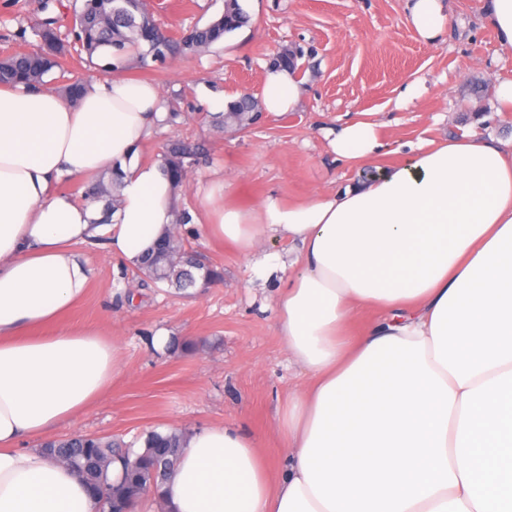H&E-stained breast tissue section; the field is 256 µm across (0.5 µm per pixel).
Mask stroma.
Returning a JSON list of instances; mask_svg holds the SVG:
<instances>
[{
    "mask_svg": "<svg viewBox=\"0 0 512 512\" xmlns=\"http://www.w3.org/2000/svg\"><path fill=\"white\" fill-rule=\"evenodd\" d=\"M81 0H0V51L33 49L37 24L55 21L68 34ZM162 30L178 35L224 10V0H145ZM251 24L209 50L180 56L130 77L155 84L168 117L143 157L158 160L166 144L185 140L208 159L176 191L179 209L198 203V191L221 179L243 207L269 195L297 203L318 193L368 181L404 162L409 147L465 133L485 140L512 137V112L498 109V81L512 79V57H498L486 19V0H443L448 26L433 44L407 20V0H242ZM300 51L297 111L265 115L246 132L223 133L202 122L210 98L260 94L262 76L280 50ZM422 93L398 107L410 84ZM364 119L375 122L383 153L375 164L352 167L337 158L326 130ZM221 279L187 296L142 281L113 256L104 240L80 250L94 269L84 300L65 324L94 328L121 349L123 374L91 409L55 428L52 438L94 434L135 441L148 430L189 431L228 425L257 438L274 465L288 450L276 427L289 394L305 381L277 332V299L288 275L259 277L253 257L231 243L183 231ZM170 341L157 348L155 335Z\"/></svg>",
    "mask_w": 512,
    "mask_h": 512,
    "instance_id": "35a3bbf8",
    "label": "stroma"
}]
</instances>
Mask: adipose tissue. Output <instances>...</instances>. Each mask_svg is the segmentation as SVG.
I'll use <instances>...</instances> for the list:
<instances>
[{
  "mask_svg": "<svg viewBox=\"0 0 512 512\" xmlns=\"http://www.w3.org/2000/svg\"><path fill=\"white\" fill-rule=\"evenodd\" d=\"M435 42L441 0H409ZM295 71L267 69L265 112H292ZM167 116L152 84L98 81L78 103L0 86V512H99L83 478L41 448L121 372L119 350L61 325L94 271L78 245L104 237L136 265L176 219L173 185L142 151ZM330 145L353 166L381 154L377 126L343 124ZM119 179L111 216L59 191L63 178ZM190 219L250 255L296 243L278 332L309 376L277 418L287 448L270 470L257 439L190 432L161 496L167 512H512V138L464 134L416 147L370 181L298 204L253 208L213 181ZM377 321L352 337L361 312ZM51 335H40L42 327Z\"/></svg>",
  "mask_w": 512,
  "mask_h": 512,
  "instance_id": "adipose-tissue-1",
  "label": "adipose tissue"
}]
</instances>
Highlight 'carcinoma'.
I'll list each match as a JSON object with an SVG mask.
<instances>
[{"label":"carcinoma","instance_id":"obj_1","mask_svg":"<svg viewBox=\"0 0 512 512\" xmlns=\"http://www.w3.org/2000/svg\"><path fill=\"white\" fill-rule=\"evenodd\" d=\"M247 21L248 15L239 0H225L224 11L217 19L186 30L178 37H169L161 32L143 0H82L74 14V42L65 43L56 29L42 26L38 48L7 51L0 56V84L42 86L46 76L54 71L62 77L69 73L68 60L75 57L91 64L104 47L118 54L132 51L142 64L149 59L164 63L177 54L198 53L224 41L226 35L242 28ZM260 112L255 96L241 95L224 113L213 117V122L223 131L228 128L242 131L252 126ZM199 158L198 149L174 140L166 145L161 161L174 185L179 187L187 173L199 163ZM83 196L105 200L108 209L118 204L116 194L101 180L86 184ZM193 267L206 270V285L219 276L215 269L195 257L193 249L183 239L168 231L137 270L149 280L186 291L196 287L190 272ZM184 437L182 430L153 429L145 434L139 452L95 435L48 441L44 447L57 459L70 463L84 477L100 502V512H128L137 499L149 491H158L161 482L171 475ZM114 462L122 465V477L117 484L109 479Z\"/></svg>","mask_w":512,"mask_h":512}]
</instances>
